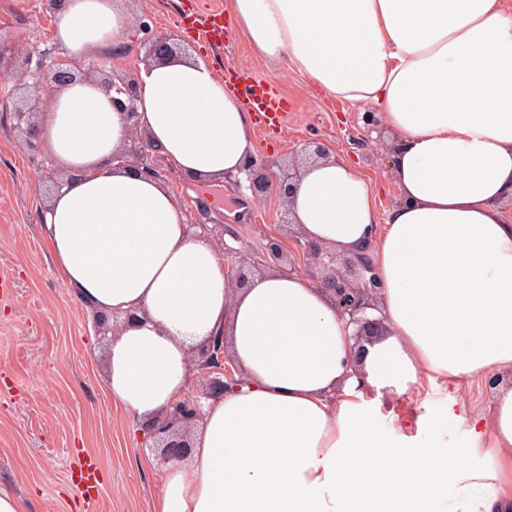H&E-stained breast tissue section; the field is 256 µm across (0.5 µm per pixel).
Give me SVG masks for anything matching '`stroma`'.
Wrapping results in <instances>:
<instances>
[{"label":"stroma","instance_id":"35a3bbf8","mask_svg":"<svg viewBox=\"0 0 512 512\" xmlns=\"http://www.w3.org/2000/svg\"><path fill=\"white\" fill-rule=\"evenodd\" d=\"M219 9L233 17L231 0H128L135 18L155 34L174 36L189 52L206 58L215 75L234 70L247 81L271 84L284 103L280 131L255 127L257 157L283 161L310 138L323 141L330 154L357 165L375 189L378 216L395 204L389 179L392 139L367 128L368 107L331 97L290 67L286 59L253 53L242 30L232 25L224 49L208 45L185 30L188 6ZM55 18L45 0H0V42L47 58L63 49L52 33ZM147 46L142 34L125 44L92 51L94 79L139 70ZM15 83L11 61L0 63V275L15 285L0 298V487L23 497L27 512H81L80 495L68 477L71 456L97 462L93 494L96 512H152L160 493V466L149 465L138 425L112 404L104 383V358L110 336L100 334L97 318L57 274L41 233L47 203L38 179L51 154L33 156L14 128L7 103ZM183 204L188 220L207 212L210 223L224 227V244L243 253L262 252L269 234L284 235L293 255L305 241L280 226L276 195L256 202L232 180L197 185L162 170ZM424 411L444 412L448 404L490 413L494 392L487 381L437 383L424 388Z\"/></svg>","mask_w":512,"mask_h":512}]
</instances>
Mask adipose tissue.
<instances>
[{
  "mask_svg": "<svg viewBox=\"0 0 512 512\" xmlns=\"http://www.w3.org/2000/svg\"><path fill=\"white\" fill-rule=\"evenodd\" d=\"M255 51L286 58L332 96L377 107L394 138L398 197L377 226L357 169L328 157L294 183L305 241L341 255L374 243L383 336L354 356V329L307 274L268 269L232 290L224 252L187 224L160 178L113 167L131 137L93 81L54 92L39 116L70 174L43 238L88 307L133 312L108 348L115 405L152 426L188 394L193 350L224 337L243 385L204 406L191 462L162 470L154 512H512V384L490 414L452 419L464 451L435 445L450 417L412 412L384 438L381 398L512 373V10L504 0H233ZM118 0H65L67 55L118 45ZM139 128L166 165L199 183L237 176L255 151L240 94L199 54L142 67ZM480 457V467L465 459Z\"/></svg>",
  "mask_w": 512,
  "mask_h": 512,
  "instance_id": "ef3b65f1",
  "label": "adipose tissue"
}]
</instances>
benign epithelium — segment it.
Returning a JSON list of instances; mask_svg holds the SVG:
<instances>
[{
    "label": "benign epithelium",
    "mask_w": 512,
    "mask_h": 512,
    "mask_svg": "<svg viewBox=\"0 0 512 512\" xmlns=\"http://www.w3.org/2000/svg\"><path fill=\"white\" fill-rule=\"evenodd\" d=\"M175 53L172 38L157 36L149 42L145 62L161 60ZM37 71L42 73L56 87L71 85L84 80L87 75L75 73L72 60L57 57L49 63H37ZM31 72L30 58L24 57L22 65L16 71L15 96L12 100L14 127L25 134L29 141L39 139L38 115L50 102V96L39 91V84H29L26 77ZM139 75L132 74L118 81L104 79L99 81L105 93L111 95L112 106L123 112L127 126L135 130L139 124L136 107ZM328 157L327 148L318 139L303 144L299 154L292 157L288 164L278 166V172L270 171V165L260 164L254 158L245 160L240 172L246 174L248 189L257 200L273 192L281 202L280 223H292L291 194L292 181L309 164ZM112 161L122 167H131L140 172L160 174L157 155L152 146L138 137H131L121 152L112 155ZM368 246H363L350 257L338 261L337 255L330 249L309 244L304 251L303 264L308 267H322L328 271L323 282L332 296L336 312L348 317L355 326L356 343L370 340L380 335L383 326L380 320L370 319L366 310L373 306L372 295L379 293L380 281L371 259L367 254ZM228 257V269L235 287L243 288L262 269L269 266L284 273L298 269V262L288 257L285 242L277 235L267 238L264 251L258 256L225 253ZM193 361L200 371V389L188 395L176 404L166 420L150 431L155 448L163 461L181 460L192 448L189 430L192 424L202 419V400L221 397L224 391L243 384V379L235 377L236 369L228 358L224 340L215 338L194 352Z\"/></svg>",
    "instance_id": "7a95c632"
}]
</instances>
